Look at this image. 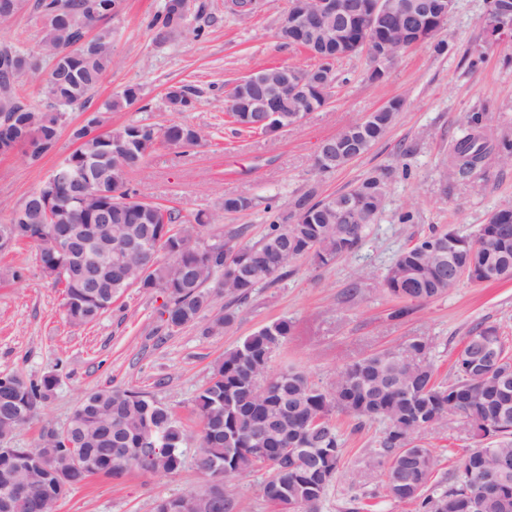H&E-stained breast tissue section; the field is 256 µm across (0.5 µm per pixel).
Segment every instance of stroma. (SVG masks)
<instances>
[{
  "instance_id": "1",
  "label": "stroma",
  "mask_w": 512,
  "mask_h": 512,
  "mask_svg": "<svg viewBox=\"0 0 512 512\" xmlns=\"http://www.w3.org/2000/svg\"><path fill=\"white\" fill-rule=\"evenodd\" d=\"M165 2L119 0L111 21L115 64L92 103L101 105L124 87L137 85L141 106L104 113V127L174 119L200 129L206 139L186 151L157 147L130 177L138 197L190 217L204 214V241L242 227L249 244L265 234L273 198L288 208L307 193L320 199L346 192L380 173L387 185L383 207L356 252L326 267L304 259L291 263L235 305L231 327L213 333L206 327L223 314L224 295H214L196 323L170 330L161 316L164 296L136 288L127 289L95 322L72 325L64 315L63 288L43 274L36 246L19 243L0 252V375L32 381L50 372L58 376L53 396L32 422L14 432L11 447L35 446L43 428L63 426L86 393L103 387L145 393L197 429L194 398L214 363L244 337L282 319L294 331L276 352L272 372L294 367L324 389L357 358L413 338L430 345L442 381L452 375L463 338L475 325L497 326L512 345V280L461 282L401 319L392 318L400 302L384 287L389 265L419 237L448 227L471 233L494 210L512 204V161L493 154L468 176L448 174L450 149L473 113L482 114L493 139H512V37L487 36V0H457L438 35L445 50L435 51L430 43L404 50L382 81H369L364 56L341 59L329 104L273 135L239 131L227 123L224 91L268 67L315 66L313 57L278 36L286 0H268L243 17L232 15L228 0H192L189 18L193 30L201 28L203 35L195 37L192 30L176 41L159 39L149 27ZM7 42L39 51V25L30 10L0 20V44ZM173 85L196 89L193 111L166 112L164 96ZM394 98L402 100L403 108L368 153L337 171L315 170L324 140ZM88 118L81 108L68 110L55 151L38 162H31L22 148L0 154V224L8 223L12 211L74 149L71 130ZM240 195L251 198L249 211L223 210L224 198ZM406 213L412 216L407 223L401 220ZM17 269L23 270L22 279H13ZM354 281L359 291L350 298L346 290ZM336 423L344 455L339 478L319 512H415L412 503L379 493L381 471L369 457L383 422L359 424L341 414ZM417 441L435 451L442 475L475 446L469 423L456 414L420 433ZM266 476V470L258 469L227 482L239 512H275L262 493ZM200 483L190 460L167 476L133 472L118 483L97 476L60 501L57 512H155L160 499Z\"/></svg>"
}]
</instances>
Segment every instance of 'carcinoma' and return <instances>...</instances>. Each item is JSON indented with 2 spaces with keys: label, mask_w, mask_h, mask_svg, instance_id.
Wrapping results in <instances>:
<instances>
[{
  "label": "carcinoma",
  "mask_w": 512,
  "mask_h": 512,
  "mask_svg": "<svg viewBox=\"0 0 512 512\" xmlns=\"http://www.w3.org/2000/svg\"><path fill=\"white\" fill-rule=\"evenodd\" d=\"M111 0H34L33 14L41 23L40 42L50 59V67L40 86V94L50 110L44 111L21 96L19 79L27 53L16 45L0 46V151H9L19 138L31 149L30 159L38 161L53 151L59 127L64 121L62 108L87 107L92 93L105 73L114 65L112 27L104 22L105 4ZM150 28L163 37H174L189 28L188 17L163 8ZM373 39L386 40L401 51L413 45L393 19L383 23ZM249 98L259 89L237 83L226 94L229 122L255 133L252 113L243 111L241 92ZM326 97L311 94L292 100L286 112L274 118L277 130L298 123L308 112L327 104ZM141 88L128 85L103 110L94 111L90 120L102 112L130 107L141 101ZM169 112H189L195 100L181 85L170 87L165 95ZM390 111L377 112L375 118L345 128L357 144L350 155L344 147L326 141V151L317 154L315 168L330 172L366 154L379 140L401 108L398 100L389 103ZM77 148L71 152L38 188L43 196L67 198L64 173L68 163L87 157L95 160L91 173L103 181L113 195L112 231L104 233L103 244L134 237L136 255L127 263L123 275L112 274L106 287L94 297L84 287L89 270L81 251L73 258L44 247L46 224L61 228L88 224L100 200L91 198L83 206L65 205L56 220L50 221L32 207L34 195L12 212L8 224H0V237L30 242L38 249L43 272L64 274L65 316L74 325L95 321L112 306L108 293L123 294L137 276L139 266L150 267L149 276L137 285L143 292L160 291L166 296L168 321L175 327L196 322L210 305L213 293L230 297L224 314L212 321L211 329L234 322L231 304L247 298L252 290L273 278L298 259L307 258L319 267L328 266L355 252L382 209L385 188L381 176H370L356 188L313 200V194L298 199L291 215H273L263 238L255 244L238 246L235 236L208 244L199 238L204 219L197 214L189 219L181 210L156 203L134 201L128 187L129 175L140 169L159 146L191 148L200 145L204 134L197 128L173 122L167 126L131 123L112 131L126 150L114 154L109 142L90 135V124L71 131ZM512 153V143L488 140L483 133L482 116L471 118L469 131L454 146L448 171L465 176L481 167L488 154ZM293 223H288V219ZM512 267V205L490 214L486 223L469 235L452 229L432 231L403 249L385 274L388 294L406 305L394 310L402 318L412 311L408 303H427L453 288L460 280L448 275L450 268H466L467 280L487 282L486 272ZM293 333V325L282 319L262 326L224 353L213 367L209 380L194 399L200 421L197 433L190 432L173 411L148 396L131 390L98 389L88 393L75 407L67 424L44 431L34 448H0V482L19 478L29 484L45 512H55L57 503L88 478H121L115 470V456L122 452L139 461L152 475L178 472L186 461L185 447L197 437L203 460L215 459L221 473L206 475L204 484L185 494L162 499L156 512L189 499L192 512H217L213 496L224 483L260 466L253 452L261 448L268 464V478L262 488L279 487L287 497L288 512H317L330 487L337 480L342 457V438L332 417L338 412L359 421L385 423L370 460L375 466L389 465L397 477L383 484V494L393 500L412 502L417 512H434L436 503L451 500L454 512H472L468 500H480L478 512H512V469L499 472L501 492H483L484 470L496 469L503 457L512 458V355L495 326L477 325L465 339L470 344L495 347L503 363L493 377L478 378L457 357L453 377L439 382L430 359V347L412 339L402 347H388L366 354L345 367L329 390L316 386L302 371L285 369L269 375L274 353ZM262 378L266 391L252 396L249 381ZM58 383L54 374L38 381H27L16 374L0 376V441L8 440L21 426L35 419L40 407L50 398ZM457 413L482 432L477 444L488 451L485 469H476L466 455L448 472L446 480L431 489L438 460L421 446H409L408 436L431 427L439 418ZM321 417L316 430L309 421ZM323 448L320 458L303 461L281 458L283 448Z\"/></svg>",
  "instance_id": "cac0c4a2"
}]
</instances>
